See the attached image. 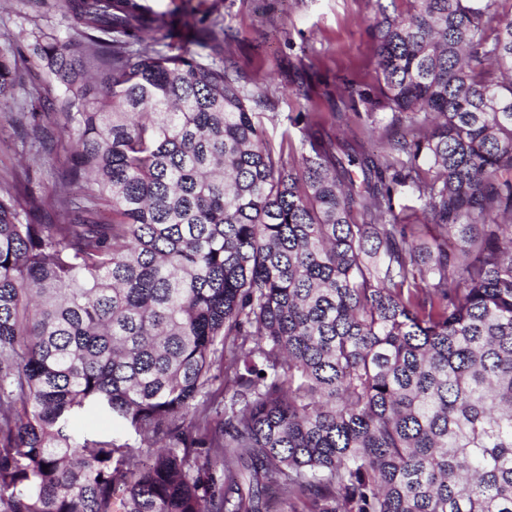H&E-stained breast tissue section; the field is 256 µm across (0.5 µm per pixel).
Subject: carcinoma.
Segmentation results:
<instances>
[{"mask_svg": "<svg viewBox=\"0 0 512 512\" xmlns=\"http://www.w3.org/2000/svg\"><path fill=\"white\" fill-rule=\"evenodd\" d=\"M499 2L374 0L351 117L418 135L346 149L310 100L289 163L235 61L151 48L137 0H56L72 34L31 58L63 88L78 192L0 191V512H512ZM20 55L0 47L3 114ZM408 194L432 247L399 223ZM89 409L159 449L76 431Z\"/></svg>", "mask_w": 512, "mask_h": 512, "instance_id": "cac0c4a2", "label": "carcinoma"}]
</instances>
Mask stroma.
Instances as JSON below:
<instances>
[{
	"label": "stroma",
	"mask_w": 512,
	"mask_h": 512,
	"mask_svg": "<svg viewBox=\"0 0 512 512\" xmlns=\"http://www.w3.org/2000/svg\"><path fill=\"white\" fill-rule=\"evenodd\" d=\"M162 20L180 18L187 30L218 27L224 41L201 53V63L218 56L238 62L250 89L264 97L268 138L289 131L301 144L300 126L290 117L304 111L299 90L313 98L326 128L340 143L364 138V126L342 118L346 101L339 87L347 81L367 88L376 82L373 0H141ZM66 37L64 17L54 0H0V46L30 41L36 31ZM63 90L43 67L16 61V79L7 116H0V189L22 176L48 204L62 195L60 170L68 158V139L54 116L40 112L39 97L59 98ZM96 438L127 445L148 455L140 437L119 420L87 412L79 417Z\"/></svg>",
	"instance_id": "stroma-1"
}]
</instances>
